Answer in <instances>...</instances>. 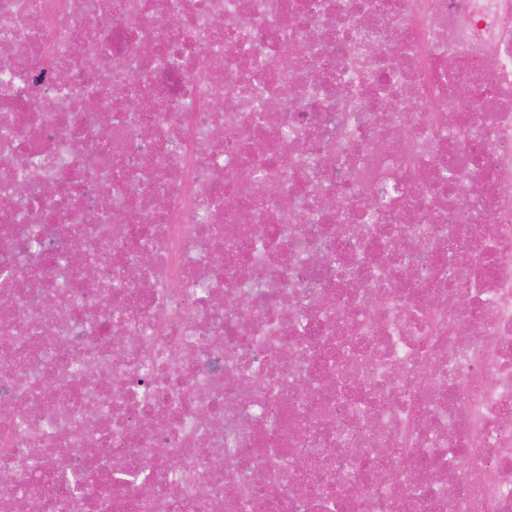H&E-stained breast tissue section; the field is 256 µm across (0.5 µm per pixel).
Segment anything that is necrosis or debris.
I'll use <instances>...</instances> for the list:
<instances>
[{"label": "necrosis or debris", "mask_w": 512, "mask_h": 512, "mask_svg": "<svg viewBox=\"0 0 512 512\" xmlns=\"http://www.w3.org/2000/svg\"><path fill=\"white\" fill-rule=\"evenodd\" d=\"M16 56L0 512H512V0H0Z\"/></svg>", "instance_id": "1"}]
</instances>
